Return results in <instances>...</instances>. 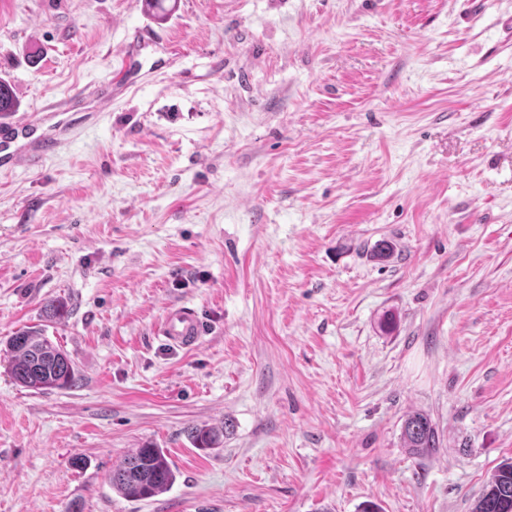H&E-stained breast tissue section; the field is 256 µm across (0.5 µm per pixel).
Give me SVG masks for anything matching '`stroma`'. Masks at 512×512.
Masks as SVG:
<instances>
[{
  "label": "stroma",
  "instance_id": "obj_1",
  "mask_svg": "<svg viewBox=\"0 0 512 512\" xmlns=\"http://www.w3.org/2000/svg\"><path fill=\"white\" fill-rule=\"evenodd\" d=\"M512 0H0L19 115L179 49L0 175V512H471L512 457ZM72 313L44 321L46 301ZM195 307L191 349L160 336ZM44 326L71 388L6 371ZM441 446H403L407 414ZM227 427L195 448L192 426ZM162 448L171 489L109 476ZM81 465H74V458ZM175 479V472L163 450L150 444L127 454L109 477L112 488L138 500L167 492Z\"/></svg>",
  "mask_w": 512,
  "mask_h": 512
}]
</instances>
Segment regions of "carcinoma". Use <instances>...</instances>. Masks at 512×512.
I'll use <instances>...</instances> for the list:
<instances>
[{"instance_id": "carcinoma-1", "label": "carcinoma", "mask_w": 512, "mask_h": 512, "mask_svg": "<svg viewBox=\"0 0 512 512\" xmlns=\"http://www.w3.org/2000/svg\"><path fill=\"white\" fill-rule=\"evenodd\" d=\"M18 100L12 85L0 79V114L14 112ZM45 320H64L69 309L61 300H50L42 309ZM10 353L8 371L20 386L38 393L64 389L76 380L75 367L67 353L50 340L42 328H25L15 333L7 344ZM227 428L193 427L189 437L197 448H219ZM404 447L417 455H426L439 447L436 425L430 416L415 412L402 424ZM176 476L162 449L147 444L127 454L112 470V488L138 500L167 492ZM473 512H512V459L500 463L478 498Z\"/></svg>"}]
</instances>
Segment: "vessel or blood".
<instances>
[{
    "label": "vessel or blood",
    "instance_id": "vessel-or-blood-1",
    "mask_svg": "<svg viewBox=\"0 0 512 512\" xmlns=\"http://www.w3.org/2000/svg\"><path fill=\"white\" fill-rule=\"evenodd\" d=\"M163 39L153 31L137 29L126 44L113 87L102 85L89 90L95 109L111 104L114 95L131 88L143 70L158 72L168 65L158 48ZM82 99L70 96L44 108L41 116L0 121V170L9 171L19 165L36 166L55 155L69 142L77 125L73 114ZM202 333L197 312L189 307L170 308L161 323L160 334L166 342L179 347L195 345Z\"/></svg>",
    "mask_w": 512,
    "mask_h": 512
}]
</instances>
